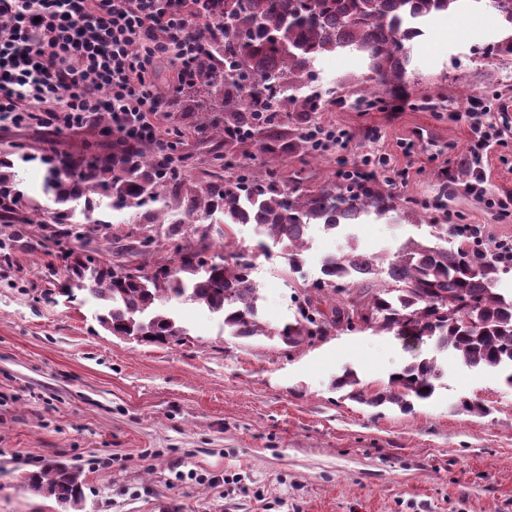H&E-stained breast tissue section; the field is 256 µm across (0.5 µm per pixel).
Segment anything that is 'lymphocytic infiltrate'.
<instances>
[{
  "instance_id": "1",
  "label": "lymphocytic infiltrate",
  "mask_w": 512,
  "mask_h": 512,
  "mask_svg": "<svg viewBox=\"0 0 512 512\" xmlns=\"http://www.w3.org/2000/svg\"><path fill=\"white\" fill-rule=\"evenodd\" d=\"M190 0H0V127L78 130L112 116L121 137L161 136L167 97L153 81L168 62L182 79L201 45ZM470 141L458 164L464 190L512 218V194L493 195L484 158L512 140V113L475 99Z\"/></svg>"
}]
</instances>
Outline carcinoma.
Listing matches in <instances>:
<instances>
[{
  "label": "carcinoma",
  "instance_id": "obj_1",
  "mask_svg": "<svg viewBox=\"0 0 512 512\" xmlns=\"http://www.w3.org/2000/svg\"><path fill=\"white\" fill-rule=\"evenodd\" d=\"M196 25L204 37L193 69L167 97V114L196 112L188 126L174 124L163 145L118 138L104 154L76 158L54 154L42 191L58 208L49 213L24 203L10 159H0V224H66L79 251L59 291L69 299L86 291L98 301L97 321L115 336L148 343L179 341L183 329L168 305L193 303L223 317L236 338L276 336L296 347L357 317L363 328L392 333L404 340L434 343L451 351L465 366L500 372L512 386V297L494 290L512 270L500 246L474 239L456 224H436L435 237L459 239L448 249L411 240L389 263L381 288L349 290L348 277L368 280L377 274L373 260L355 250L328 259L313 288L324 299L305 301L300 317L271 331L259 319V288L251 278L253 249L236 247L224 259L209 256L207 230L198 228L211 215H222L228 229L254 224L287 252L288 265L299 266L305 230L321 224L332 231L364 216L382 219L395 210L391 195L374 171H362L303 189L290 187L272 167L288 145L275 131L281 112H294L301 132L294 148L315 149L317 114L325 106L312 89L314 64L341 52L365 57L370 76L360 102L374 106L403 84L412 43L435 19L459 12L489 11L502 38L490 54H512V8L498 0H194ZM193 139L199 152L178 154L181 141ZM251 139L265 160L257 166L229 154L234 141ZM84 200L81 217L71 203ZM128 211L140 224H195L193 233L172 230L179 242L174 265L149 264L154 239L143 236L116 248L103 247L78 229L100 224L97 202ZM328 302V310L320 308ZM443 370L434 357L415 355L389 376L388 387L365 396L349 395L370 406L395 405L407 412L413 402L429 399ZM27 487L74 509L84 500L79 471L49 463L27 477Z\"/></svg>",
  "mask_w": 512,
  "mask_h": 512
}]
</instances>
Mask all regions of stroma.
I'll use <instances>...</instances> for the list:
<instances>
[{
  "label": "stroma",
  "instance_id": "1",
  "mask_svg": "<svg viewBox=\"0 0 512 512\" xmlns=\"http://www.w3.org/2000/svg\"><path fill=\"white\" fill-rule=\"evenodd\" d=\"M500 38L492 13L473 25L437 21L411 49L407 82L373 109L355 107L363 60L330 56L315 66L319 92H336L320 124L345 130L344 146L313 159L291 152L276 166L288 185L337 179L364 156L383 158L378 175L406 171L391 185L396 217L350 224L307 241L299 268L271 246L253 269L260 317L275 328L294 320L305 290L331 255L370 256L379 287L398 249L429 242L436 225L477 224L483 236L512 239V222L466 194L455 160L470 136L462 115L475 97L512 103V54L487 56ZM89 126L53 134L0 130V155L14 154L20 189L41 208L52 150L81 151L99 139ZM449 174H442V167ZM98 231L155 239V257L173 242L162 224H136L100 206ZM53 225L0 224V512H69L27 489L29 473L51 461L77 468L80 512H512V387L489 371L443 357L431 399L412 412L374 408L335 389L352 369L362 390L383 388L418 347L391 333L335 330L296 348L265 336L235 338L221 319L191 304L175 314L180 343L123 339L95 319L94 299H47L65 278L63 254L37 241ZM469 398L489 409L460 408Z\"/></svg>",
  "mask_w": 512,
  "mask_h": 512
}]
</instances>
